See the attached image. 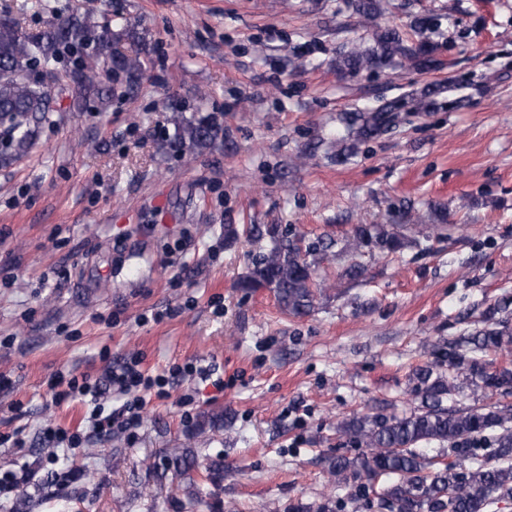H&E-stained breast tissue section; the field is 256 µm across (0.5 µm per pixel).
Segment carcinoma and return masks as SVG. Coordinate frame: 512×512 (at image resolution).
<instances>
[{
  "instance_id": "1",
  "label": "carcinoma",
  "mask_w": 512,
  "mask_h": 512,
  "mask_svg": "<svg viewBox=\"0 0 512 512\" xmlns=\"http://www.w3.org/2000/svg\"><path fill=\"white\" fill-rule=\"evenodd\" d=\"M355 12L374 18L381 15V0H348ZM138 32L125 27L117 32L110 23H100L89 14L70 13L33 33L22 32L12 18H0V162L22 157L32 147L39 125L56 111L44 81L57 77L56 64L70 50L87 51V60L74 68L70 79L84 87L85 97H95L100 105L112 101V87L98 83L101 74L120 67L127 75L128 89L137 87L142 75L139 58H130L115 49L123 36ZM400 56L422 68L438 65L433 51L424 44L408 45L394 28L377 32L368 48L353 46L340 53V65L351 70L385 66ZM406 102L386 103L363 114L348 112L341 121L348 133L366 137L383 129ZM174 133L166 146L182 154L209 147L222 131L214 115L185 119L171 118ZM403 224H358L348 246L354 252L396 253L413 240ZM250 234L266 236L270 247L253 261L241 287L271 289L279 307L303 316L315 307L313 269L306 256L326 254L333 243L307 244L304 238L290 239L280 234L276 224H252ZM508 302L490 310L483 328L448 341L444 362L448 371L435 366L412 370L411 380L420 399V408L402 416H356L341 422L338 431L359 452L338 454L329 460V472L339 484L354 489V496L372 509L389 512H487L501 501L512 500V406L448 408V397L460 388L459 379L475 386L512 392V364L494 365L490 354L512 352V326L497 317ZM436 442L458 457L446 461L440 455L420 452L418 445ZM337 503L326 498L315 505L301 502L288 512H334Z\"/></svg>"
}]
</instances>
